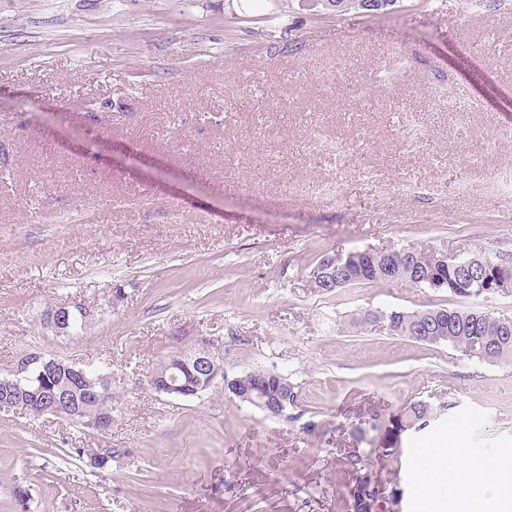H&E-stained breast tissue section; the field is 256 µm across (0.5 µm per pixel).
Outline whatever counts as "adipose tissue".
I'll list each match as a JSON object with an SVG mask.
<instances>
[{
	"label": "adipose tissue",
	"mask_w": 512,
	"mask_h": 512,
	"mask_svg": "<svg viewBox=\"0 0 512 512\" xmlns=\"http://www.w3.org/2000/svg\"><path fill=\"white\" fill-rule=\"evenodd\" d=\"M414 468L417 494L440 512H512V460H482L461 434Z\"/></svg>",
	"instance_id": "obj_1"
}]
</instances>
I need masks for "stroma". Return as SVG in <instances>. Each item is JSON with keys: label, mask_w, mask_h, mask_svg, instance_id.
<instances>
[{"label": "stroma", "mask_w": 512, "mask_h": 512, "mask_svg": "<svg viewBox=\"0 0 512 512\" xmlns=\"http://www.w3.org/2000/svg\"><path fill=\"white\" fill-rule=\"evenodd\" d=\"M509 171L512 0H0V372L39 348L103 369L115 398L105 436L0 410V512H349L355 452L421 512L415 449L461 427L512 457V361L354 323L512 316V293L309 282L356 250L512 258ZM70 302L93 322L53 336L43 314ZM181 330L228 374L286 375L297 404L157 395L147 373ZM419 401L429 426L393 436ZM335 1L333 4L335 7L331 6H323L322 4L319 5L316 8L309 9L310 12H313L314 15L317 14V12H321V10H329L334 13H336V16L343 15L345 13H348L349 11H365V9L369 11H373L374 13H380L385 12L387 9L386 7L393 6L397 3L396 0L394 1H383V0H367L365 2H362V8H360L359 1L361 0H333Z\"/></svg>", "instance_id": "stroma-1"}]
</instances>
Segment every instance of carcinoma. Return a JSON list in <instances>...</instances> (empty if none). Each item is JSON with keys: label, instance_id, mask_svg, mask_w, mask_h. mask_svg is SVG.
<instances>
[{"label": "carcinoma", "instance_id": "cac0c4a2", "mask_svg": "<svg viewBox=\"0 0 512 512\" xmlns=\"http://www.w3.org/2000/svg\"><path fill=\"white\" fill-rule=\"evenodd\" d=\"M327 9L343 15L349 11L360 9L359 0H335V6L320 5L311 9L317 13ZM467 258H448L432 250H416L409 257L399 261L395 268V282H407L416 287H430L422 281L421 273L432 272L434 278L444 284L448 293L457 297H480L494 294L490 286L491 275L499 266L512 267V260L481 258L472 273L465 275L461 272L460 264ZM385 261L383 254L377 251H363L355 256L347 267L346 285L380 282L383 279ZM437 309H426L414 312L391 310L389 312L368 310L356 318L360 326L375 327L383 321L392 326V333L424 344H448L452 347H472L486 345L488 349L477 355V358L487 362L512 360V328L504 329L503 324L495 319V314L489 311L443 309L444 317L434 318ZM440 326L447 331V337L440 340L428 339L418 335L421 327ZM248 381L254 383L249 404L257 405L281 393L283 374L270 369H255L246 372ZM431 412L422 402H416L407 407L403 416L392 423V427L404 430L407 427L418 426L422 429L428 425ZM352 471L355 473V488L352 498L351 512H373L370 504L377 503L376 482L366 470L363 459L353 455L349 459Z\"/></svg>", "mask_w": 512, "mask_h": 512}]
</instances>
